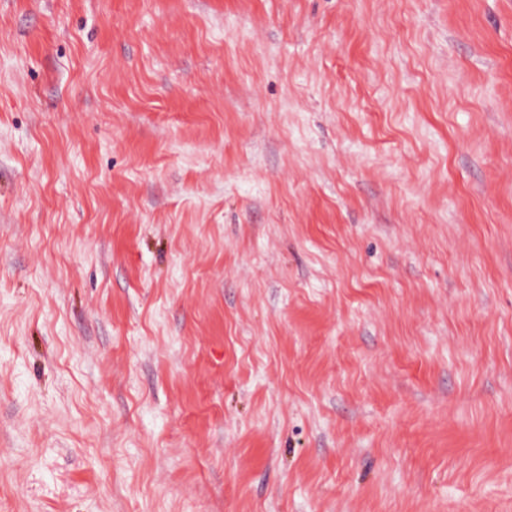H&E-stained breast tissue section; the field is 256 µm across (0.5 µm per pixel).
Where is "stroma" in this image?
<instances>
[{
	"instance_id": "1",
	"label": "stroma",
	"mask_w": 512,
	"mask_h": 512,
	"mask_svg": "<svg viewBox=\"0 0 512 512\" xmlns=\"http://www.w3.org/2000/svg\"><path fill=\"white\" fill-rule=\"evenodd\" d=\"M0 512H512V0H0Z\"/></svg>"
}]
</instances>
